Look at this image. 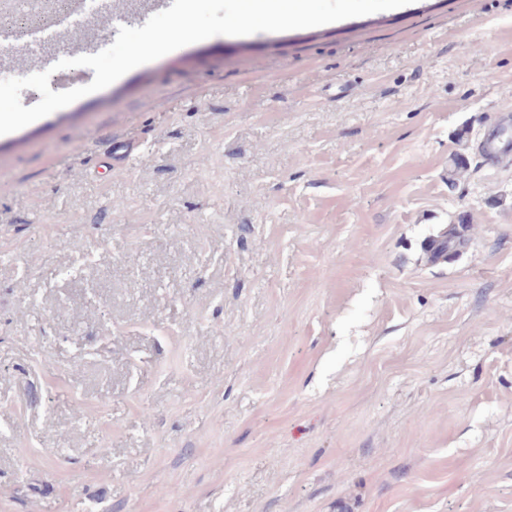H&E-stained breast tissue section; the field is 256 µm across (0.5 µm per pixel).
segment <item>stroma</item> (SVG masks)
<instances>
[{
	"mask_svg": "<svg viewBox=\"0 0 512 512\" xmlns=\"http://www.w3.org/2000/svg\"><path fill=\"white\" fill-rule=\"evenodd\" d=\"M500 127L512 0H412L0 135V512H512ZM482 146L487 160H494L503 155L512 154V139L510 141L504 138L499 131H492L483 141ZM470 229L471 224L462 221L458 224H452L446 233L430 242L429 248L432 257L434 259L443 258L450 261L458 254Z\"/></svg>",
	"mask_w": 512,
	"mask_h": 512,
	"instance_id": "1",
	"label": "stroma"
}]
</instances>
